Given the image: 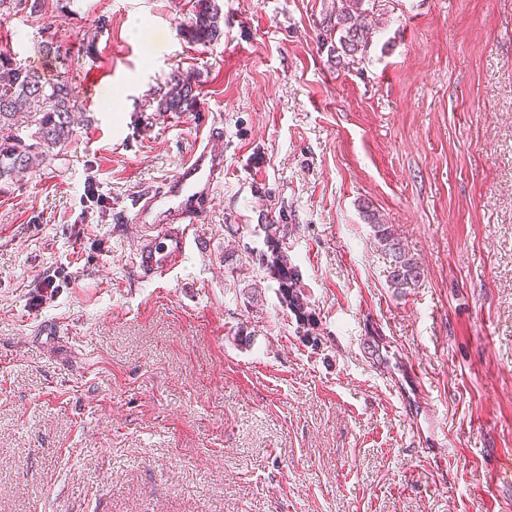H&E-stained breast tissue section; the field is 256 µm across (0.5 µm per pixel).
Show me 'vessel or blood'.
Returning a JSON list of instances; mask_svg holds the SVG:
<instances>
[{
  "instance_id": "b4317fda",
  "label": "vessel or blood",
  "mask_w": 512,
  "mask_h": 512,
  "mask_svg": "<svg viewBox=\"0 0 512 512\" xmlns=\"http://www.w3.org/2000/svg\"><path fill=\"white\" fill-rule=\"evenodd\" d=\"M224 178V135L214 125L202 126L198 146L164 190L138 195L135 217L144 227L131 264L145 279H162L181 266L197 239L200 210L189 200H209Z\"/></svg>"
}]
</instances>
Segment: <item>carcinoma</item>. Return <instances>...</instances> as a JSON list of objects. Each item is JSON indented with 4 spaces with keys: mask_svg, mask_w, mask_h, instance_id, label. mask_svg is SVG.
Wrapping results in <instances>:
<instances>
[{
    "mask_svg": "<svg viewBox=\"0 0 512 512\" xmlns=\"http://www.w3.org/2000/svg\"><path fill=\"white\" fill-rule=\"evenodd\" d=\"M25 4L31 15L45 10V0H0V19L20 12ZM374 12L371 0H330L321 23L319 44L327 49L336 66L348 69L361 61L371 41L372 26L368 21ZM220 16L211 0H196L192 15L181 24V35L190 43L205 46L220 36ZM196 104L194 80L186 75L168 88L158 101L165 112H187ZM81 109L73 80L60 77L52 82L33 69L12 62L0 52V127L26 123L35 127L31 142L21 137L14 142H0V181L12 180L49 159L51 150L71 139L74 113ZM365 219L374 229V238L389 256V287L396 293L419 286L424 278L419 262L409 254L393 226L383 222L376 213L366 211ZM283 224L264 225L267 253L262 262L270 266L278 283L283 304L302 325H312V313L299 286L298 275L288 266L282 250Z\"/></svg>",
    "mask_w": 512,
    "mask_h": 512,
    "instance_id": "carcinoma-1",
    "label": "carcinoma"
}]
</instances>
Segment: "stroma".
<instances>
[{
  "instance_id": "35a3bbf8",
  "label": "stroma",
  "mask_w": 512,
  "mask_h": 512,
  "mask_svg": "<svg viewBox=\"0 0 512 512\" xmlns=\"http://www.w3.org/2000/svg\"><path fill=\"white\" fill-rule=\"evenodd\" d=\"M194 2L0 21V51L86 100L0 185V512H512V0H382L350 71L324 0H214L207 46L180 33ZM188 74L195 108L158 111ZM205 120L204 248L147 281L130 200ZM368 208L419 287L390 288ZM279 220L309 331L259 260Z\"/></svg>"
}]
</instances>
